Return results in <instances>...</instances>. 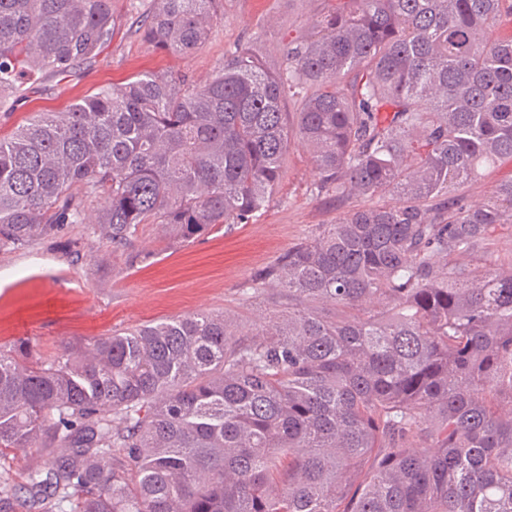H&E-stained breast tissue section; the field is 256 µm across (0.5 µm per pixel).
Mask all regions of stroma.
I'll return each mask as SVG.
<instances>
[{"mask_svg":"<svg viewBox=\"0 0 512 512\" xmlns=\"http://www.w3.org/2000/svg\"><path fill=\"white\" fill-rule=\"evenodd\" d=\"M320 7L321 0H224V20L205 44L173 55L143 39L129 0H112L118 26L96 64L68 81L48 83L26 102L1 107L0 133L34 113L64 111L91 90L139 72L168 70L205 83L228 50L248 42L277 58L289 30ZM315 180L308 152L295 144L279 192L254 222L226 224L190 243L172 241L160 225L143 224L130 248L111 254L89 225L71 224L60 238L0 254V346L28 338L50 359L67 342L196 310L228 313L246 326L276 318L288 307L285 298L262 292L248 299L244 293L255 271L335 220L336 210L312 196ZM133 251L149 253V261L131 262Z\"/></svg>","mask_w":512,"mask_h":512,"instance_id":"obj_1","label":"stroma"}]
</instances>
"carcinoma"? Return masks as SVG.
<instances>
[{"label": "carcinoma", "mask_w": 512, "mask_h": 512, "mask_svg": "<svg viewBox=\"0 0 512 512\" xmlns=\"http://www.w3.org/2000/svg\"><path fill=\"white\" fill-rule=\"evenodd\" d=\"M143 38L188 53L223 0H151ZM112 0H0V100L111 43ZM336 221L255 272L288 314L206 311L0 347V458L34 448L16 506L70 512H512V0H322L275 68L239 45L210 80L143 72L0 136V253L69 224L131 244L248 224L292 142ZM508 177H512V163L501 164L468 184L465 192L472 202H479L491 192L497 183Z\"/></svg>", "instance_id": "obj_1"}]
</instances>
